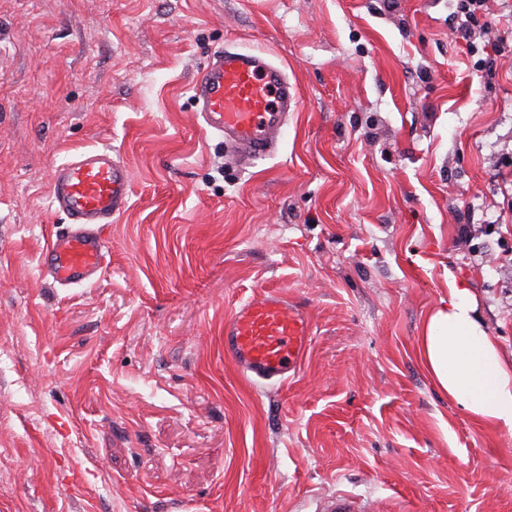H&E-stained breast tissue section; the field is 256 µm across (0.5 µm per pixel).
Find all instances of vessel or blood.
I'll use <instances>...</instances> for the list:
<instances>
[{
    "label": "vessel or blood",
    "mask_w": 512,
    "mask_h": 512,
    "mask_svg": "<svg viewBox=\"0 0 512 512\" xmlns=\"http://www.w3.org/2000/svg\"><path fill=\"white\" fill-rule=\"evenodd\" d=\"M197 110L206 130L221 136L237 156L270 155L299 95L284 71L260 49L222 51L198 78ZM52 199L68 224L47 245L41 263L53 281L82 286L107 265L98 227L128 203L129 172L111 150H91L58 167ZM311 336L304 308L269 290L244 303L224 323V355L253 383L281 385L295 377ZM345 493L317 498L314 512H367Z\"/></svg>",
    "instance_id": "obj_1"
}]
</instances>
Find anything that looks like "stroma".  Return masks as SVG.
Masks as SVG:
<instances>
[{"label": "stroma", "instance_id": "1", "mask_svg": "<svg viewBox=\"0 0 512 512\" xmlns=\"http://www.w3.org/2000/svg\"><path fill=\"white\" fill-rule=\"evenodd\" d=\"M0 0V512H512V435L414 354L448 283L512 357V0ZM221 48L299 92L276 152L229 162L193 106ZM109 148L127 209L64 288L57 167ZM281 289L312 337L281 387L224 356ZM457 7L455 31L463 39L470 38L471 28L487 11V0H460ZM464 16L465 20L462 19ZM369 505L345 493H336L316 499L314 512H367Z\"/></svg>", "mask_w": 512, "mask_h": 512}]
</instances>
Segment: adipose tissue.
<instances>
[{
  "mask_svg": "<svg viewBox=\"0 0 512 512\" xmlns=\"http://www.w3.org/2000/svg\"><path fill=\"white\" fill-rule=\"evenodd\" d=\"M430 382L477 425L512 434V360L476 313L471 292L450 282L415 344Z\"/></svg>",
  "mask_w": 512,
  "mask_h": 512,
  "instance_id": "ef3b65f1",
  "label": "adipose tissue"
}]
</instances>
